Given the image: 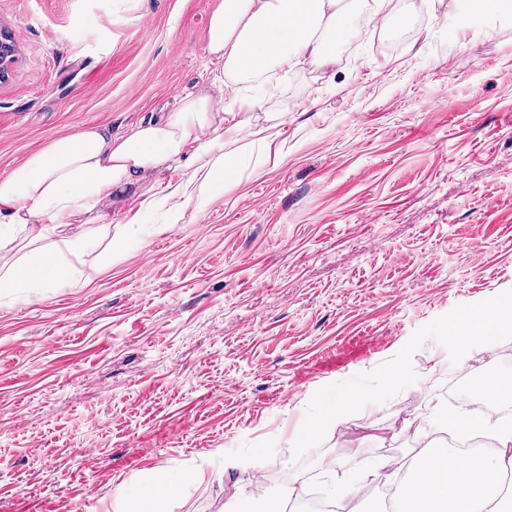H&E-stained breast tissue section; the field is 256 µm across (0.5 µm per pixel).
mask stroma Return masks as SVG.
Segmentation results:
<instances>
[{"label":"stroma","mask_w":512,"mask_h":512,"mask_svg":"<svg viewBox=\"0 0 512 512\" xmlns=\"http://www.w3.org/2000/svg\"><path fill=\"white\" fill-rule=\"evenodd\" d=\"M217 2L0 0L17 50L0 176L53 137L99 123L122 137L209 91ZM351 7L400 16L407 37L356 26L334 64L261 91L224 139L223 190L180 224L130 200L114 223L73 225L107 244L118 224L141 227L88 283L0 288V512H112L116 488L202 462L164 512H225L236 494L301 512L314 487L384 512L387 483L351 471L349 450L401 477L422 418L462 417L468 373L512 381V334L469 358L448 344L464 312L512 303V6L467 26L439 0ZM362 333L370 361L316 373ZM251 457L298 496L258 495L252 470L224 467Z\"/></svg>","instance_id":"stroma-1"}]
</instances>
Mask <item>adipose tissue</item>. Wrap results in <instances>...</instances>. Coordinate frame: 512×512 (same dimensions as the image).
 I'll return each instance as SVG.
<instances>
[{"label":"adipose tissue","instance_id":"1","mask_svg":"<svg viewBox=\"0 0 512 512\" xmlns=\"http://www.w3.org/2000/svg\"><path fill=\"white\" fill-rule=\"evenodd\" d=\"M393 22L378 12L357 15L342 0H219L208 32V53L220 63L211 73L213 94H186L124 137L113 136L106 124L56 137L0 178V252L21 231L47 244L23 262L0 268V288H47L91 277L93 269L82 259L97 249L96 239H59L55 233L70 224L107 223L106 203L134 198L179 223L193 197L215 194L232 172L224 153V115L259 104L239 96L237 84L272 83L278 67L301 58L324 61L327 46L345 43L356 24ZM179 168L191 169L186 182L144 191L150 175ZM481 311L483 322L469 330L451 326L448 340L458 352L512 333V319L499 317L498 303H486ZM498 437L492 457L422 449L415 476L396 489L400 505L408 512H512V494L496 490L500 474L512 468L511 421L499 425Z\"/></svg>","mask_w":512,"mask_h":512}]
</instances>
